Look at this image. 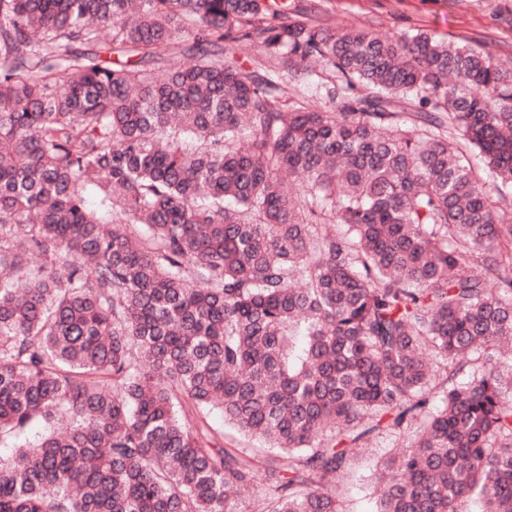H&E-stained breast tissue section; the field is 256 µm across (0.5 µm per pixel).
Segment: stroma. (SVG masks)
I'll list each match as a JSON object with an SVG mask.
<instances>
[{
	"instance_id": "35a3bbf8",
	"label": "stroma",
	"mask_w": 512,
	"mask_h": 512,
	"mask_svg": "<svg viewBox=\"0 0 512 512\" xmlns=\"http://www.w3.org/2000/svg\"><path fill=\"white\" fill-rule=\"evenodd\" d=\"M270 10L335 32L361 28L398 41L427 32L437 39L493 54L512 70V0H266ZM393 451L391 439H375L355 463L342 490L345 512H376L380 485L376 464Z\"/></svg>"
}]
</instances>
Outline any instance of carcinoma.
<instances>
[{"mask_svg": "<svg viewBox=\"0 0 512 512\" xmlns=\"http://www.w3.org/2000/svg\"><path fill=\"white\" fill-rule=\"evenodd\" d=\"M243 41L333 69L338 111ZM511 196L489 52L262 0H0V443L41 430L0 512H241L259 479L261 512H343L380 435L376 512H512ZM215 408L275 452L214 447ZM224 57L246 73L257 67L263 68V65H272L257 47L248 43H224ZM287 79L288 82V92L293 91L295 88H307L308 94L307 98L309 99V102L312 103L314 106L323 108L325 110H331L336 107V105L328 102V100L324 99L322 96L317 94L314 89L308 87L309 77H307L303 72L298 71L297 73H293L291 75H285L284 76ZM283 77V78H284Z\"/></svg>", "mask_w": 512, "mask_h": 512, "instance_id": "obj_1", "label": "carcinoma"}]
</instances>
